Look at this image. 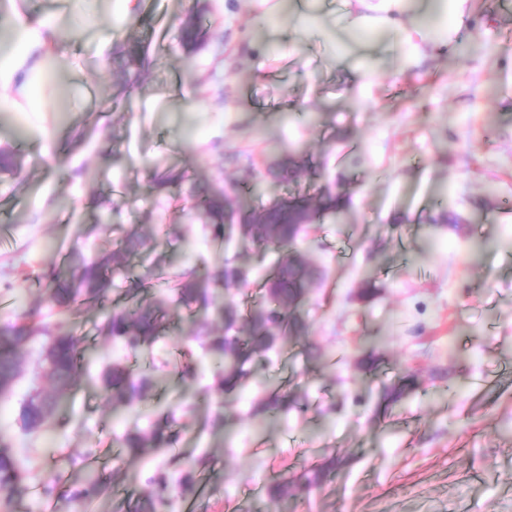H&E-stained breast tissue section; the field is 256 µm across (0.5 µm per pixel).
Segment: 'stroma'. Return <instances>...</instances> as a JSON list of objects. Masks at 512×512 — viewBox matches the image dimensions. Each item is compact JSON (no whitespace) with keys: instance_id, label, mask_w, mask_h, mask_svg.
<instances>
[{"instance_id":"1","label":"stroma","mask_w":512,"mask_h":512,"mask_svg":"<svg viewBox=\"0 0 512 512\" xmlns=\"http://www.w3.org/2000/svg\"><path fill=\"white\" fill-rule=\"evenodd\" d=\"M467 7L453 50L399 70L378 58L375 32L343 59L335 40L289 37L301 26L295 10L269 12L258 0H0V35L23 22L40 37L0 82V145L25 161L19 175L0 177V324L44 301L40 277L70 248L93 256L135 230L201 278L236 258L251 284L213 288V305L248 311L281 253L214 239L193 191L231 186L243 206L287 195L267 170L299 148L323 166L321 181L303 178L299 190L341 180L351 195L342 215L307 226L293 245L325 271L303 305L306 335L249 361L234 391L214 390L218 368L167 279L150 290L171 302L150 349L100 334L116 287L75 318L89 362L56 422L24 433L21 407L48 385L40 352L62 322L47 316L0 397V432L16 439L28 471L9 512H117L163 470L164 512L190 502L196 512H512V0ZM194 10L207 42L188 56L179 22ZM129 35L153 62L132 67L129 97L105 112L119 70L113 48ZM48 43L51 79L36 71ZM372 56L377 73L361 76ZM157 168L184 179L154 191ZM444 212L460 216L458 227L432 233ZM367 283L377 292L364 299ZM369 355L370 371L360 365ZM113 363L153 372V391L133 410L101 398L99 373ZM186 364L193 375L182 374ZM407 374L413 391L382 403ZM289 380L305 409L263 416L266 395ZM168 413L176 448L128 460L122 436ZM175 452L199 478L195 496L167 469ZM316 463L323 485L310 491ZM91 472L109 489L84 509L71 495ZM274 478L294 481L292 494L270 500Z\"/></svg>"}]
</instances>
